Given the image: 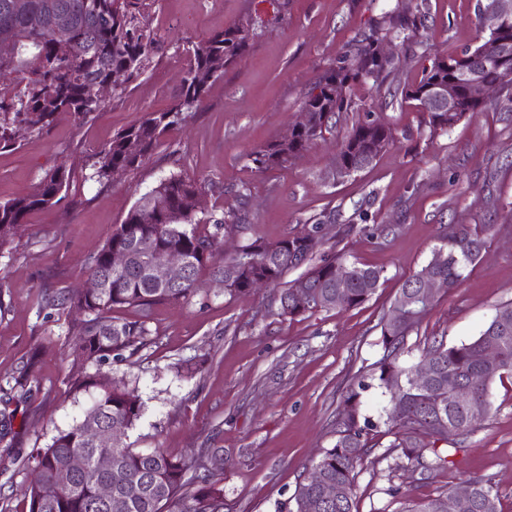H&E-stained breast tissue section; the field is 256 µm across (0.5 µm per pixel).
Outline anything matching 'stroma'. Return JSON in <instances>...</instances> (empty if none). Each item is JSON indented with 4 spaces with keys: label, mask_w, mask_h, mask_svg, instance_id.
<instances>
[{
    "label": "stroma",
    "mask_w": 512,
    "mask_h": 512,
    "mask_svg": "<svg viewBox=\"0 0 512 512\" xmlns=\"http://www.w3.org/2000/svg\"><path fill=\"white\" fill-rule=\"evenodd\" d=\"M275 19L264 0H157L153 21L168 43L157 68L121 101H107L89 119L61 113L40 135L22 134L0 150V201L32 192L45 171L66 164L69 186L58 203L31 212L25 230L0 248V409L15 419L0 438V512H27L33 449L82 417L92 394L72 396L66 384L75 317L45 301L89 276L88 263L135 201L173 173L203 185L202 213L235 205L249 187L252 206L226 237L217 258L260 238L277 240L333 209L342 219L367 212L345 234L330 228L323 252L382 269L372 298L350 309L277 316L278 289L229 295L205 281L190 303L155 307L146 345L134 357L87 374L136 385L143 414L128 441L192 462L217 449L224 471V512H277L297 482L336 441V411L346 387L368 374L382 354L378 322L404 280L421 269L452 224L488 225L482 259L458 287L441 292L408 336L405 365L421 361L432 342H468L497 308L512 302V117L496 108L461 120L448 133L422 136L423 115L411 103L378 108L397 141L376 164L341 182L333 169L341 140L362 120L343 113L335 129L282 168L258 172L247 156L298 119L301 101L371 19L394 6H426L425 40L432 53H459L476 41V0H284ZM260 16L247 53L208 88L201 109L170 130L149 160L105 183L92 179L89 157L143 112L169 108L187 66L184 47L248 15ZM39 354L38 387L15 385L31 352ZM492 410L451 463L429 479L394 469L383 429L355 483L357 512H398L386 495L401 486L421 500L454 490L473 475L491 477L502 512H512V373L490 389Z\"/></svg>",
    "instance_id": "obj_1"
}]
</instances>
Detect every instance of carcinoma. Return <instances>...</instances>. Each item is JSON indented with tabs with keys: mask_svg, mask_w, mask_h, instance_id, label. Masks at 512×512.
<instances>
[{
	"mask_svg": "<svg viewBox=\"0 0 512 512\" xmlns=\"http://www.w3.org/2000/svg\"><path fill=\"white\" fill-rule=\"evenodd\" d=\"M13 0H0V33H9L14 53L0 62V79L15 76L19 91L9 99L0 98V149L16 144L14 132L25 124L38 134L48 130L58 114L74 112L86 117L98 111L104 100L93 90L112 81L116 72L124 81L112 87V98H121L128 88L152 71L165 55L166 39L153 26L151 8L154 0H33L49 3L72 19L64 38L53 34L50 21L34 27L28 17L13 11ZM424 8L386 13L380 21L369 24L336 63L326 69L304 97L301 106L313 108L314 129L297 134L287 145L272 141L248 155L253 168L264 171L281 167L336 126V115L359 109L356 88L372 84L381 90L390 74L397 69L395 58L381 55L380 48L389 41L412 47L423 39ZM256 19L245 20L211 32L205 39L188 44L185 49L190 64L181 80L180 95L164 112L146 111L131 126L112 137L111 143L92 156V177L109 180L115 171L139 167L157 148L162 135L171 127L183 124L203 105L209 85L224 74L213 60L228 65L250 48ZM512 20L506 31L488 34L456 55L428 56L422 64L420 79L387 87L388 95L402 102H413L427 116L429 135L445 133L462 119L489 108L473 99L466 86H459L456 111L434 112L425 108V90L439 81L451 80L472 71L487 82H498L502 93L496 106L512 112ZM394 142L392 129L365 113V119L352 126L338 149L341 164L356 174L371 166ZM70 171L57 166L41 178L32 193L0 202V246L17 237L24 229L29 213L54 205L68 186ZM199 181L182 174L162 179L143 194L131 207L122 223L115 225L111 236L93 257L89 275L97 277L103 288L94 295L63 290L46 301V305L64 306L81 316L72 331L69 355L76 365L101 366L110 360L135 355L148 335L146 322L154 306L186 303L200 288L202 277L227 278L225 290L238 294L251 290V284L265 280L281 287L278 315L294 317L316 310L349 309L359 306L376 293L383 271L349 262L335 254L309 264L322 240L308 243L295 233L274 242L260 238L241 247L238 258L219 261L215 252L224 233L239 227L247 216L250 193L242 189L238 205L221 215H212L208 232L198 231L200 221L196 199L201 195ZM486 225L456 224L441 238L426 265L404 282L394 303H406L415 317L408 323L393 325L389 316L380 320L381 359L373 364L368 376L360 377L342 395V409L336 415V442L312 465L319 469L323 482L343 491L339 500H328L322 487L302 478L289 502L280 512H356L354 502L357 468L367 451L370 432L378 427L363 413L362 394L377 385L389 393L383 408L382 423L394 440L389 452L396 454L400 466L406 460L421 476H429L449 464L437 444L457 445L489 415L492 402L490 387L506 372L512 373V316L504 323L492 319L469 342L446 345L441 341L427 347L424 357L432 363L430 378L420 386L409 380L412 368L401 364L407 336L417 328L434 307L414 298L415 284L431 269L435 275L455 288L465 278L470 266L486 248ZM116 249L127 253V265L116 270L109 260ZM179 250L187 258L188 275L181 283L161 285L148 273L146 259L160 257L167 250ZM350 269L345 285L346 301L336 303V265ZM306 267L296 278L285 275ZM132 307L139 313L135 321L112 317V309ZM493 347L499 362L488 365L482 352ZM38 355L32 353L20 369L15 384L23 387L37 380ZM480 381L472 405L448 404V379ZM70 393L97 390L93 403L72 425L60 429L46 447L32 455L37 482L30 486L28 512H224V494L219 487L223 471L210 466L213 448H205L197 457L195 474L187 476L186 463L170 456L162 448L138 451L126 442L112 448H97L85 437L91 424L113 423L129 430L142 416L143 404L136 390L122 378L81 375L67 380ZM103 453L112 457L106 470L96 466ZM74 455L85 458L81 472H68ZM473 498L460 512H502L500 495L491 480L482 476L469 478ZM112 487V497L97 495L100 484ZM448 495L423 501H409L399 512H439Z\"/></svg>",
	"mask_w": 512,
	"mask_h": 512,
	"instance_id": "carcinoma-1",
	"label": "carcinoma"
}]
</instances>
